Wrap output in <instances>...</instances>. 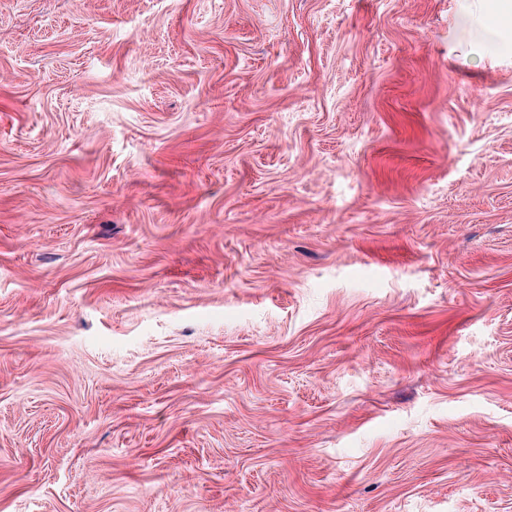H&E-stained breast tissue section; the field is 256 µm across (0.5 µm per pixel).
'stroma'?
Wrapping results in <instances>:
<instances>
[{"label":"stroma","mask_w":512,"mask_h":512,"mask_svg":"<svg viewBox=\"0 0 512 512\" xmlns=\"http://www.w3.org/2000/svg\"><path fill=\"white\" fill-rule=\"evenodd\" d=\"M502 2L0 0V512H512Z\"/></svg>","instance_id":"stroma-1"}]
</instances>
